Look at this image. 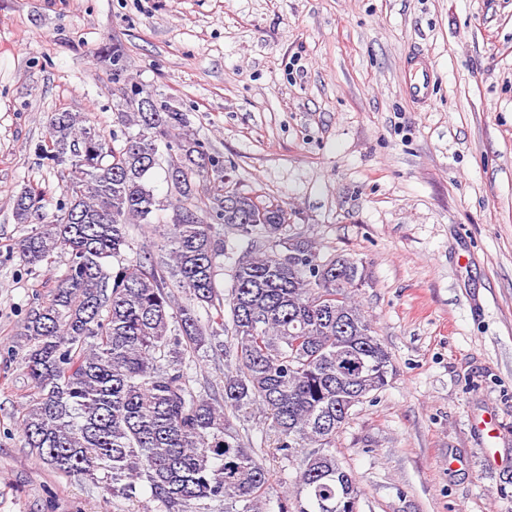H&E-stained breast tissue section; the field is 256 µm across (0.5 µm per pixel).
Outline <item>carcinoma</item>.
<instances>
[{"mask_svg": "<svg viewBox=\"0 0 512 512\" xmlns=\"http://www.w3.org/2000/svg\"><path fill=\"white\" fill-rule=\"evenodd\" d=\"M140 94L114 113L127 129L118 149L89 113H52L41 157L63 182L56 212L45 213L38 188L13 199L16 223L37 225L12 246L22 265L69 254L50 298L17 332L32 384L18 419L25 447L114 498L148 492L154 507L144 512H209L213 501L224 512H267L282 480L235 424L258 411L268 452L296 465L294 497L279 496L278 512H358L362 489L336 455V435L392 369L354 299L363 271L353 257L284 235L288 208L226 185L224 161L185 114L149 93L143 109ZM161 143L169 250L126 260L129 225L153 224L162 207L149 187ZM202 175L215 183L205 210L194 192ZM226 226L246 247L224 295L216 269ZM204 346L224 358L221 403L183 369L187 352Z\"/></svg>", "mask_w": 512, "mask_h": 512, "instance_id": "carcinoma-1", "label": "carcinoma"}]
</instances>
